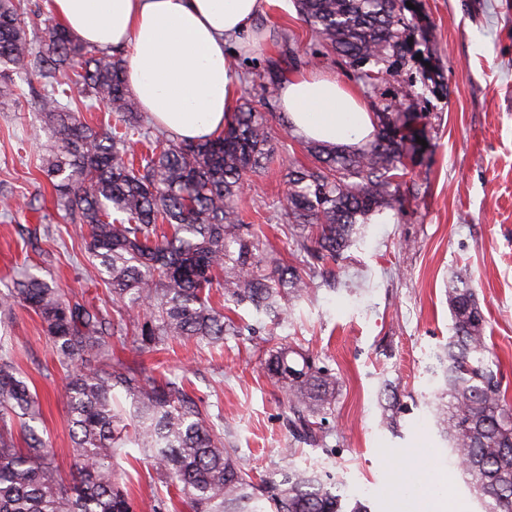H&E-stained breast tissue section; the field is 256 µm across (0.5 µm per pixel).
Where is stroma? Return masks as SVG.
<instances>
[{"mask_svg":"<svg viewBox=\"0 0 512 512\" xmlns=\"http://www.w3.org/2000/svg\"><path fill=\"white\" fill-rule=\"evenodd\" d=\"M419 29L403 34V59L381 62V79L365 93L370 112L402 105L426 148L409 162L412 191L402 212L374 215L330 273L316 275L311 294L288 321L257 323L239 307L244 331L223 346L174 341L159 352H139L128 338H113L118 357L142 361L180 378L217 416L256 478L277 476L279 451L291 440L288 405L266 373L261 347L287 342L309 350L340 384L325 447L298 444L295 462L340 481L370 512H419L433 486L449 493L450 512H481L448 454L424 404L431 391V351L451 334L448 274L471 281L486 318L487 342L512 388V0H412ZM257 25L272 42L262 56L240 61V92L264 112L273 159L249 179L242 220L255 225L275 256L292 261L296 247L279 214L285 203L286 162L311 165L306 141L282 130L284 117L264 90L272 69L308 68L355 84L352 69L322 45L298 12L270 4ZM289 33L294 59L277 43ZM415 95H408V88ZM50 134L34 101L0 106V194L15 212L0 220V291L22 268L61 284L72 299L111 310L103 282L86 278L87 229L57 210L39 171ZM48 227L39 250L27 243L36 224ZM20 372L40 400L35 426L53 463L69 476L68 411L59 397L66 372L53 356L40 318L16 306L7 324ZM408 407L399 431L382 421L387 388Z\"/></svg>","mask_w":512,"mask_h":512,"instance_id":"stroma-1","label":"stroma"}]
</instances>
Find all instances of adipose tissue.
Masks as SVG:
<instances>
[{"mask_svg": "<svg viewBox=\"0 0 512 512\" xmlns=\"http://www.w3.org/2000/svg\"><path fill=\"white\" fill-rule=\"evenodd\" d=\"M270 0H51L68 30L88 45L125 52V79L159 127L187 142L220 134L239 96L236 61L263 54L257 29ZM278 103L307 140L364 145L375 118L352 88L310 70L284 78Z\"/></svg>", "mask_w": 512, "mask_h": 512, "instance_id": "obj_1", "label": "adipose tissue"}]
</instances>
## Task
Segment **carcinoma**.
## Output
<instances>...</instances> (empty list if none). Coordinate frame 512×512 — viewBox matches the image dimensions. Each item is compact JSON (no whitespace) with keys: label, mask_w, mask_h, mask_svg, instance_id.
<instances>
[{"label":"carcinoma","mask_w":512,"mask_h":512,"mask_svg":"<svg viewBox=\"0 0 512 512\" xmlns=\"http://www.w3.org/2000/svg\"><path fill=\"white\" fill-rule=\"evenodd\" d=\"M407 0H295L322 44L366 85L365 69L406 49ZM35 0H0V103L38 97L54 141L40 157L58 208L87 227L96 260L88 278L110 286L116 314L73 301L35 273L0 293V310L17 304L41 319L60 366L70 418L73 470L62 477L52 451L31 422L38 396L20 375L8 342L0 341V512H136L122 484L117 456L139 448L164 478L166 493L149 512H343V495L315 470L281 451V480L255 482L208 410L185 384L140 362L112 359L110 338L131 326L146 352L172 340L218 345L239 327L224 302L248 306L279 325L309 293L306 271L265 252L254 225L241 223L238 195L248 175L271 157L265 116L240 104L224 131L199 143L151 131L123 79V55L82 43L56 23L29 36L40 15ZM28 75L27 87L12 69ZM106 103L114 122L92 124L85 113ZM405 112L376 113L373 139L360 149L307 143L309 167L288 164L284 212L308 266L336 261L383 210L402 206L398 182L420 144ZM141 145L146 151L135 152ZM222 290V300L215 291ZM452 336L443 346L442 384L427 406L448 456L483 512H512V401L505 397L497 356L486 344V321L465 278L448 282ZM264 369L288 403V431L297 442H320L333 413L338 379L302 347L280 343L265 352ZM123 390L130 409L116 400ZM19 422L16 446L8 422Z\"/></svg>","instance_id":"1"}]
</instances>
